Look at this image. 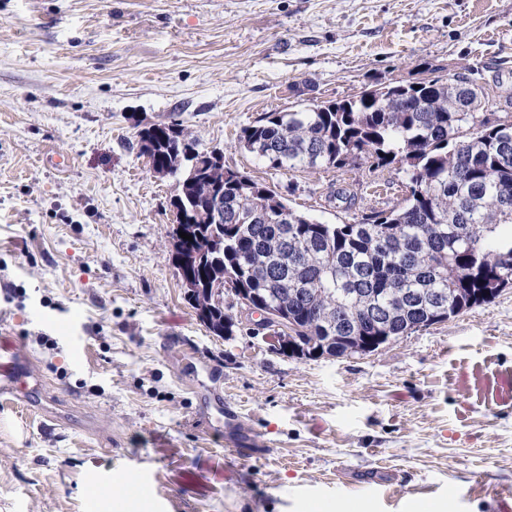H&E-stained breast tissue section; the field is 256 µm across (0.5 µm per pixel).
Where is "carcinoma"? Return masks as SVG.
Here are the masks:
<instances>
[{"mask_svg":"<svg viewBox=\"0 0 512 512\" xmlns=\"http://www.w3.org/2000/svg\"><path fill=\"white\" fill-rule=\"evenodd\" d=\"M484 88L470 74L367 89L295 112H272L244 128L239 147L276 173L398 166L403 202L354 224H323L289 207L266 184L224 167V152H171L187 138L180 124L139 133L153 141L149 165L176 180L178 208L192 213L206 183L185 180L195 164L224 179V223L175 219L197 290L199 319L231 336L227 284L247 288L295 326L302 357L322 348L347 357L340 336L372 353L377 336H407L488 304L512 288V114L484 111ZM336 146V160L324 155Z\"/></svg>","mask_w":512,"mask_h":512,"instance_id":"carcinoma-1","label":"carcinoma"}]
</instances>
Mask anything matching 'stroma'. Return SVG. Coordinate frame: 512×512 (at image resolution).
Masks as SVG:
<instances>
[{
	"mask_svg": "<svg viewBox=\"0 0 512 512\" xmlns=\"http://www.w3.org/2000/svg\"><path fill=\"white\" fill-rule=\"evenodd\" d=\"M467 67L512 113V0H0V362L60 412L0 398V512H512V289L350 358L280 354L237 307L212 335L172 257L175 180L139 148L181 123L293 209L357 222L402 202L397 167L276 174L242 129Z\"/></svg>",
	"mask_w": 512,
	"mask_h": 512,
	"instance_id": "35a3bbf8",
	"label": "stroma"
}]
</instances>
